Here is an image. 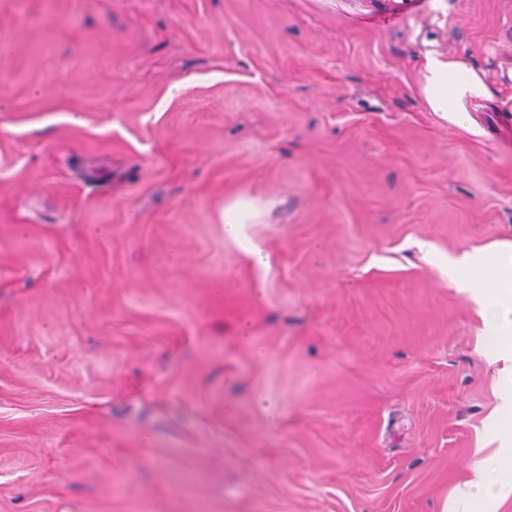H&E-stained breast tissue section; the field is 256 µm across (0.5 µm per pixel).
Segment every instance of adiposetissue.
I'll list each match as a JSON object with an SVG mask.
<instances>
[{
	"label": "adipose tissue",
	"mask_w": 512,
	"mask_h": 512,
	"mask_svg": "<svg viewBox=\"0 0 512 512\" xmlns=\"http://www.w3.org/2000/svg\"><path fill=\"white\" fill-rule=\"evenodd\" d=\"M423 93L429 109L440 117L455 113L465 115L460 101L478 93V85L457 61L438 56L427 57L423 67ZM463 289L489 322L493 336L512 334V243L497 245L481 254H466L455 263ZM472 476L460 490L452 512H483L502 489L501 480L493 478L484 462L471 467Z\"/></svg>",
	"instance_id": "ef3b65f1"
}]
</instances>
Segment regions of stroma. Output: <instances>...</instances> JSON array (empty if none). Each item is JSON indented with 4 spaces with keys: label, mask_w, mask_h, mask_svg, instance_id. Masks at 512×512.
I'll use <instances>...</instances> for the list:
<instances>
[{
    "label": "stroma",
    "mask_w": 512,
    "mask_h": 512,
    "mask_svg": "<svg viewBox=\"0 0 512 512\" xmlns=\"http://www.w3.org/2000/svg\"><path fill=\"white\" fill-rule=\"evenodd\" d=\"M55 2L0 0V512H442L499 403L446 269L512 242V0ZM423 78V93L429 109L445 120H448V112H454L456 119L463 121L465 115L459 109V102L479 91L465 68L453 59L430 56L423 67Z\"/></svg>",
    "instance_id": "stroma-1"
}]
</instances>
